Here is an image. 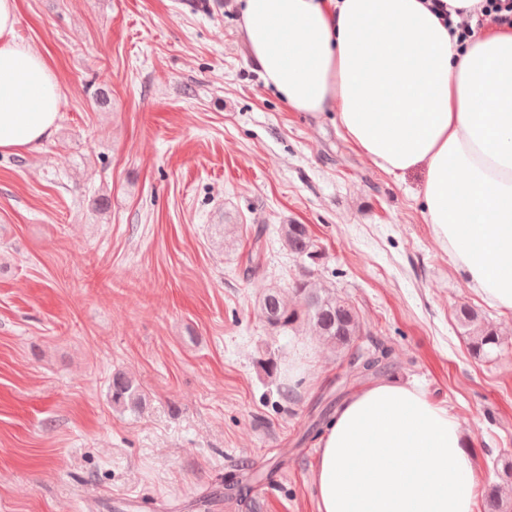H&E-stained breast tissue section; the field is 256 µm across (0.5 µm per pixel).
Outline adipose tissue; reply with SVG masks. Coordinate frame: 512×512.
Instances as JSON below:
<instances>
[{
    "label": "adipose tissue",
    "mask_w": 512,
    "mask_h": 512,
    "mask_svg": "<svg viewBox=\"0 0 512 512\" xmlns=\"http://www.w3.org/2000/svg\"><path fill=\"white\" fill-rule=\"evenodd\" d=\"M240 29L264 82L294 112L333 113L382 171L422 170L433 239L482 300L512 312V29L458 51L427 0H244ZM0 0V152L40 150L61 90ZM458 419L417 386L353 392L323 433L318 512H475Z\"/></svg>",
    "instance_id": "ef3b65f1"
}]
</instances>
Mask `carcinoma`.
Instances as JSON below:
<instances>
[{
    "label": "carcinoma",
    "mask_w": 512,
    "mask_h": 512,
    "mask_svg": "<svg viewBox=\"0 0 512 512\" xmlns=\"http://www.w3.org/2000/svg\"><path fill=\"white\" fill-rule=\"evenodd\" d=\"M281 239L288 253L301 260L314 258L315 244L304 224H284ZM293 297L278 289L268 290L259 310L264 322L275 330L297 334L304 327L315 329L337 353L349 356L350 367L363 375L377 374L387 368L385 356H364L355 351L364 336L359 314L347 296L332 288L303 279L292 286ZM459 321L468 345L477 358H487L500 348L498 331L480 313L470 307L459 311ZM143 395L136 379L127 372L112 375V404L130 410L142 407ZM483 512H512V464L506 467L500 481L488 482L482 490Z\"/></svg>",
    "instance_id": "carcinoma-1"
}]
</instances>
